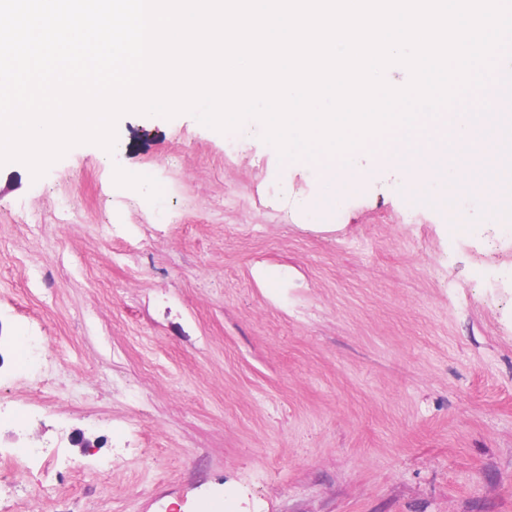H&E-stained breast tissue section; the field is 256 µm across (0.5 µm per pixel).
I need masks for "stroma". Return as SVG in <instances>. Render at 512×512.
Listing matches in <instances>:
<instances>
[{
	"mask_svg": "<svg viewBox=\"0 0 512 512\" xmlns=\"http://www.w3.org/2000/svg\"><path fill=\"white\" fill-rule=\"evenodd\" d=\"M261 131L0 166V512H512V223Z\"/></svg>",
	"mask_w": 512,
	"mask_h": 512,
	"instance_id": "stroma-1",
	"label": "stroma"
}]
</instances>
